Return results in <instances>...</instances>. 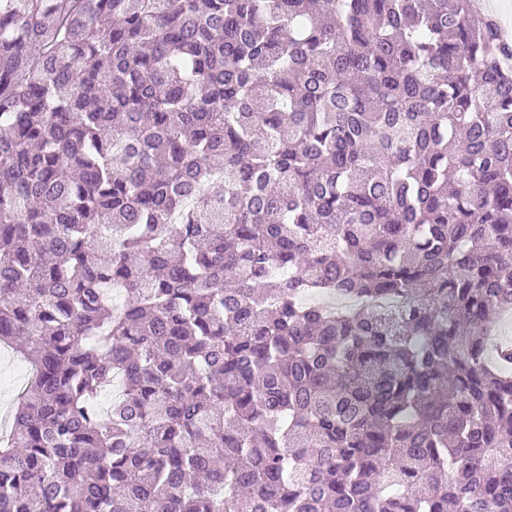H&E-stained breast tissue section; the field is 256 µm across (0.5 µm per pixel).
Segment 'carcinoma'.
I'll return each instance as SVG.
<instances>
[{
    "instance_id": "carcinoma-1",
    "label": "carcinoma",
    "mask_w": 512,
    "mask_h": 512,
    "mask_svg": "<svg viewBox=\"0 0 512 512\" xmlns=\"http://www.w3.org/2000/svg\"><path fill=\"white\" fill-rule=\"evenodd\" d=\"M473 2L0 0V512H512ZM20 364L9 358L3 351L0 352V421L7 407L11 405L16 393L22 389L27 380L26 372L18 374L16 366Z\"/></svg>"
}]
</instances>
